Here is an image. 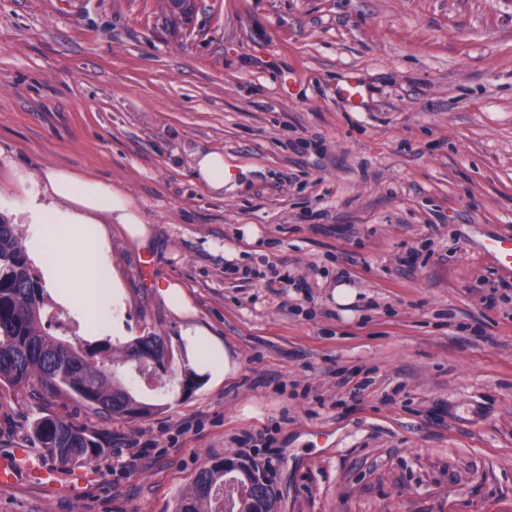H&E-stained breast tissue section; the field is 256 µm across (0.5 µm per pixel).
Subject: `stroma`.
Returning <instances> with one entry per match:
<instances>
[{
  "instance_id": "obj_1",
  "label": "stroma",
  "mask_w": 512,
  "mask_h": 512,
  "mask_svg": "<svg viewBox=\"0 0 512 512\" xmlns=\"http://www.w3.org/2000/svg\"><path fill=\"white\" fill-rule=\"evenodd\" d=\"M212 151L220 193L192 177ZM46 166L141 209L112 262L174 359L134 421L0 393V456L46 412L104 450L75 492L20 472L0 512H173L225 456L278 512H512V275L481 249L512 234V0H0V194ZM171 282L236 363L185 396ZM192 171L197 182L216 193L222 192L224 186L237 178L236 171L225 164L220 152L197 154Z\"/></svg>"
}]
</instances>
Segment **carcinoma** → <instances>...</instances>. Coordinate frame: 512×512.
Returning a JSON list of instances; mask_svg holds the SVG:
<instances>
[{
    "mask_svg": "<svg viewBox=\"0 0 512 512\" xmlns=\"http://www.w3.org/2000/svg\"><path fill=\"white\" fill-rule=\"evenodd\" d=\"M45 289L32 271L15 225L0 218V386H35L45 397L67 395L98 414L137 419L158 405L139 399L129 372L146 355L166 368L172 354L161 336H144L122 350L104 340L92 346L54 336L43 322ZM31 434L42 454L61 467L95 461L99 442L88 431L45 414L34 420ZM234 476L251 477L243 512H275L277 493L259 468L236 459ZM231 484L224 460L196 473L191 490L176 500L175 512H227L225 487Z\"/></svg>",
    "mask_w": 512,
    "mask_h": 512,
    "instance_id": "obj_1",
    "label": "carcinoma"
}]
</instances>
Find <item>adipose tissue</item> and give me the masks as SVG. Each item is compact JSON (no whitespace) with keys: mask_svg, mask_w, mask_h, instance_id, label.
I'll return each instance as SVG.
<instances>
[{"mask_svg":"<svg viewBox=\"0 0 512 512\" xmlns=\"http://www.w3.org/2000/svg\"><path fill=\"white\" fill-rule=\"evenodd\" d=\"M193 176L219 193L237 173L219 152L196 155ZM27 228L26 247L47 292L77 323L82 335L127 336L126 294L112 264L107 227L121 225L127 236L145 242L149 235L138 206L122 189L62 168L46 169L37 187L21 198H1ZM187 365L221 381L236 369L223 343L209 329L182 330Z\"/></svg>","mask_w":512,"mask_h":512,"instance_id":"1","label":"adipose tissue"}]
</instances>
